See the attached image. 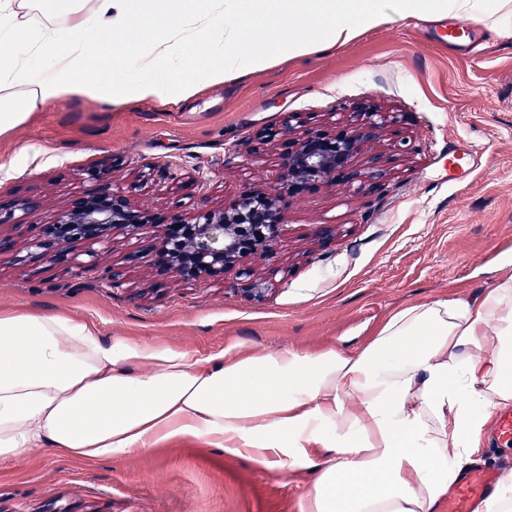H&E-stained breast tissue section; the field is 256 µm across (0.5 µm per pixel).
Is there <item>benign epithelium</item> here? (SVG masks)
Here are the masks:
<instances>
[{
    "label": "benign epithelium",
    "instance_id": "7a95c632",
    "mask_svg": "<svg viewBox=\"0 0 512 512\" xmlns=\"http://www.w3.org/2000/svg\"><path fill=\"white\" fill-rule=\"evenodd\" d=\"M378 130V122L370 116L337 135L313 130L288 141V150L282 154L288 186L301 190L321 177L347 170L363 146L377 137ZM380 176L376 157L371 158L367 171L355 174L363 187ZM279 200L276 188L260 194L245 190L229 210L200 207L190 221L178 213L170 215L160 222L165 249L159 252L154 277L158 281L174 276L197 278L235 264L244 252L242 241L252 224H261L268 232L252 246L271 247L275 228L279 227ZM153 223L149 209L133 206L124 189L109 183L96 195L73 198L54 223L42 225L38 237L30 243L29 260L50 265L68 262V244L73 240L102 241L116 226L135 233Z\"/></svg>",
    "mask_w": 512,
    "mask_h": 512
}]
</instances>
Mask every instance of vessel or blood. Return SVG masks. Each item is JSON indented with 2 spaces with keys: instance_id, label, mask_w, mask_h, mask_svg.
<instances>
[{
  "instance_id": "vessel-or-blood-1",
  "label": "vessel or blood",
  "mask_w": 512,
  "mask_h": 512,
  "mask_svg": "<svg viewBox=\"0 0 512 512\" xmlns=\"http://www.w3.org/2000/svg\"><path fill=\"white\" fill-rule=\"evenodd\" d=\"M512 446V410L500 414L494 427L490 454L499 458L490 465L474 459L463 462L457 469V481L443 498L445 512H476L478 506L493 496L501 480L512 474V459L504 450Z\"/></svg>"
}]
</instances>
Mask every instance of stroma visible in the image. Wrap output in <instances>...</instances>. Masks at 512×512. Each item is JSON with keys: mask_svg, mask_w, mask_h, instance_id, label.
Masks as SVG:
<instances>
[{"mask_svg": "<svg viewBox=\"0 0 512 512\" xmlns=\"http://www.w3.org/2000/svg\"><path fill=\"white\" fill-rule=\"evenodd\" d=\"M448 24L413 17L368 29L187 102L64 98L32 112L0 135V201L41 202L0 224L13 243L0 253V312L69 314L106 340L200 357L355 354L408 306L490 291L512 275V37L474 24L475 49L463 55L437 41ZM359 103L383 123L352 166L379 156L382 178L362 189L334 174L290 191L284 147L264 144L261 132L338 134ZM102 162L107 171L92 175ZM108 183L159 217L222 210L243 189L277 186L279 236L240 266L159 284L153 224L136 235L112 229L103 245L73 241L64 263L28 261L41 225ZM255 281L259 300L246 294ZM326 456L316 448L263 468L195 439L95 462L28 448L0 461V512H306Z\"/></svg>", "mask_w": 512, "mask_h": 512, "instance_id": "1", "label": "stroma"}]
</instances>
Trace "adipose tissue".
I'll return each instance as SVG.
<instances>
[{"label": "adipose tissue", "instance_id": "1", "mask_svg": "<svg viewBox=\"0 0 512 512\" xmlns=\"http://www.w3.org/2000/svg\"><path fill=\"white\" fill-rule=\"evenodd\" d=\"M415 16L512 33V0H0V134L67 96L186 101ZM510 406L512 277L477 299L406 307L355 355L200 359L105 340L64 314L0 313V460L45 445L100 460L196 438L267 467L327 448L309 512H435L454 461Z\"/></svg>", "mask_w": 512, "mask_h": 512}]
</instances>
